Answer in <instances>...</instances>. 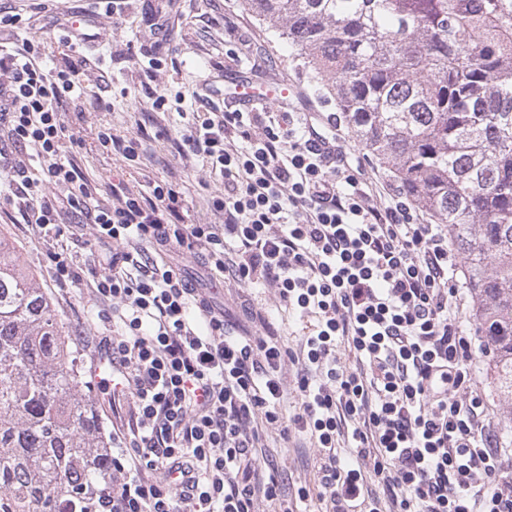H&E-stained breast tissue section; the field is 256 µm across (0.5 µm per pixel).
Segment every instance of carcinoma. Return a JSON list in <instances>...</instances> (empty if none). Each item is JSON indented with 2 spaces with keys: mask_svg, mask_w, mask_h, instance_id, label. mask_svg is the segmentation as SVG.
<instances>
[{
  "mask_svg": "<svg viewBox=\"0 0 512 512\" xmlns=\"http://www.w3.org/2000/svg\"><path fill=\"white\" fill-rule=\"evenodd\" d=\"M462 255L512 427V0H243ZM47 292L0 234V512H95L112 446Z\"/></svg>",
  "mask_w": 512,
  "mask_h": 512,
  "instance_id": "1",
  "label": "carcinoma"
}]
</instances>
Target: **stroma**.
<instances>
[{"mask_svg":"<svg viewBox=\"0 0 512 512\" xmlns=\"http://www.w3.org/2000/svg\"><path fill=\"white\" fill-rule=\"evenodd\" d=\"M171 20L167 30L151 24L150 13L155 0H132L122 20L98 12L87 14L88 0H58L49 12L33 15L15 29L16 39L43 41L54 56H62L64 47L58 41L60 30L76 20H83L88 32L96 39L89 49L97 57L99 68L91 72L90 90L111 101V111H90L84 115L64 113L63 119L76 135L85 141L83 164L90 175L103 187L125 181L147 189L150 181L166 177L175 169L186 183L184 221L188 224H214L217 216L209 207L215 193L223 192L220 182L210 181L201 186L200 166L182 164L170 147L172 137L180 135L186 125L184 114L190 111L195 98H202L205 109L222 112L244 110L245 105L226 97L230 82L247 78L260 92H278L287 86L286 102H272L271 112H309L317 119L323 133L336 134L346 153L365 157L349 125H337L329 119L335 112V101L324 98L293 59L287 46L277 38L273 28L244 10L240 0H169ZM161 47L176 66L148 79L136 62L141 50ZM165 93L168 109L154 114L153 131L158 137L151 142L150 160L140 171L131 170L121 161L102 154L96 147L99 127L112 128L115 133L135 132L149 112V91ZM0 233L9 237L25 266L48 293L56 314L64 324L69 338L75 339L82 352L81 375L91 388V398L104 426L113 421L109 394L96 388L91 361L95 338L112 333V325L100 316L97 305L90 301L84 282L66 289L53 285L49 273L46 242L34 240L24 226L0 220ZM181 270L198 277L214 302L226 308L230 322L243 325L250 332L274 330L285 343L299 342L301 325L272 307L267 294L258 288H225L221 278L191 258L184 259ZM271 454L288 474L283 482L287 498H294L297 488L313 483L312 453L306 448L271 447Z\"/></svg>","mask_w":512,"mask_h":512,"instance_id":"35a3bbf8","label":"stroma"}]
</instances>
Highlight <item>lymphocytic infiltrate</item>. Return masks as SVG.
I'll return each instance as SVG.
<instances>
[{
    "mask_svg": "<svg viewBox=\"0 0 512 512\" xmlns=\"http://www.w3.org/2000/svg\"><path fill=\"white\" fill-rule=\"evenodd\" d=\"M88 38L64 30L60 64L43 43L0 39V182L39 239L89 226L114 249L85 281L70 253H47L55 284L85 282L111 321L101 385L132 403L129 429L112 432L103 512H295L266 453L272 433L310 449L315 487L297 494L322 512H512V448L476 389L447 227L414 217L391 184L363 185L335 135L297 112H196L174 139L223 183L219 223H184L170 178L102 193L62 119L112 107L85 83ZM151 139L144 123L97 134L130 167ZM186 257L225 286L263 288L301 322L298 346L232 332L181 273Z\"/></svg>",
    "mask_w": 512,
    "mask_h": 512,
    "instance_id": "lymphocytic-infiltrate-1",
    "label": "lymphocytic infiltrate"
}]
</instances>
